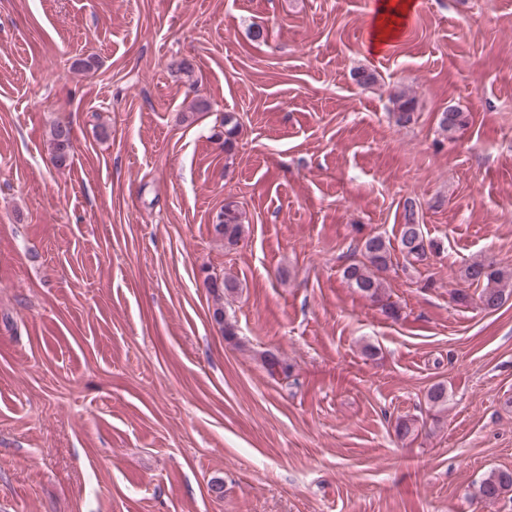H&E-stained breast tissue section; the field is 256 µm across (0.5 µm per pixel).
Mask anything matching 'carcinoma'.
I'll use <instances>...</instances> for the list:
<instances>
[{
  "instance_id": "1",
  "label": "carcinoma",
  "mask_w": 512,
  "mask_h": 512,
  "mask_svg": "<svg viewBox=\"0 0 512 512\" xmlns=\"http://www.w3.org/2000/svg\"><path fill=\"white\" fill-rule=\"evenodd\" d=\"M392 115L399 125L411 121L415 111V99L401 90L390 94ZM465 123L464 113L450 108L442 113L439 126L446 137L451 138ZM239 133V120L235 113H224V146L230 148ZM71 142V128L58 123L51 130L50 143L54 158L64 159ZM215 237L224 242V248L232 249L238 245L245 233L243 213L233 204L224 205V210L216 214L213 224ZM398 249L403 259L410 265L421 263L440 249L438 243L428 239L423 225L414 210V206L405 207L403 224L399 225ZM360 256L344 267L343 277L350 287L381 304L388 315L394 317L397 310L384 300L385 281L383 273L392 266V245L381 235L366 237L359 248ZM464 278L481 287L479 300L484 310L497 311L506 299L512 295V271L508 272L493 260L479 259L470 263L463 273ZM207 288L212 299V318L221 326L224 340L237 347L236 326L224 312V297L240 288L237 280L229 277L207 278ZM263 364L272 373L288 374L289 365L284 358L273 352H266ZM427 401L433 408L443 409L448 405V391L442 383L432 385L427 392ZM512 492V470L498 469L487 474L479 483L477 494L487 503L500 500Z\"/></svg>"
}]
</instances>
